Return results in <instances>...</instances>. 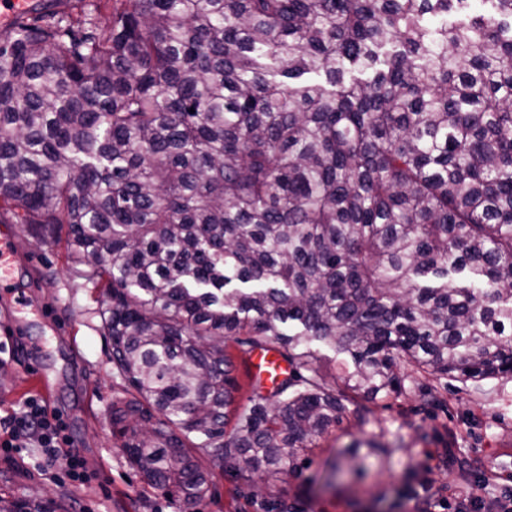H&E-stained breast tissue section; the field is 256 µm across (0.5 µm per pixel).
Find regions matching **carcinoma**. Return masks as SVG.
<instances>
[{
	"instance_id": "carcinoma-1",
	"label": "carcinoma",
	"mask_w": 512,
	"mask_h": 512,
	"mask_svg": "<svg viewBox=\"0 0 512 512\" xmlns=\"http://www.w3.org/2000/svg\"><path fill=\"white\" fill-rule=\"evenodd\" d=\"M472 2L112 0L0 35V223L66 229L112 435L180 512L227 471L305 480L358 396L512 375V0ZM253 366V372L259 376L264 382L271 383V378L275 373L276 376H280L285 370L283 363L279 361L273 353L261 354L255 357Z\"/></svg>"
}]
</instances>
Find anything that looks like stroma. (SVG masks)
Returning a JSON list of instances; mask_svg holds the SVG:
<instances>
[{
    "instance_id": "obj_1",
    "label": "stroma",
    "mask_w": 512,
    "mask_h": 512,
    "mask_svg": "<svg viewBox=\"0 0 512 512\" xmlns=\"http://www.w3.org/2000/svg\"><path fill=\"white\" fill-rule=\"evenodd\" d=\"M12 230L20 255L14 286L28 295L32 310L16 331L0 335V428L13 409L38 394L32 368L45 369L55 385L50 408L64 419L95 477L85 485L57 480L34 469L36 449H0V494L52 499L66 512H178L175 503L141 483L112 438V400L121 388L112 378L98 289L55 243L52 228L16 224ZM57 324L70 326L75 342L55 335ZM379 432L396 449L388 469L371 471L360 482L328 483L338 452ZM433 451L439 462L429 470L426 455ZM460 458L470 462L473 483H485L487 498L512 489V376L477 388L452 380L387 404L358 399L313 449L309 472L316 482L291 484L287 502L298 512H404L401 492L409 486L420 493L443 490L456 512L467 492L456 470ZM217 489L203 512H261L234 473H225Z\"/></svg>"
}]
</instances>
